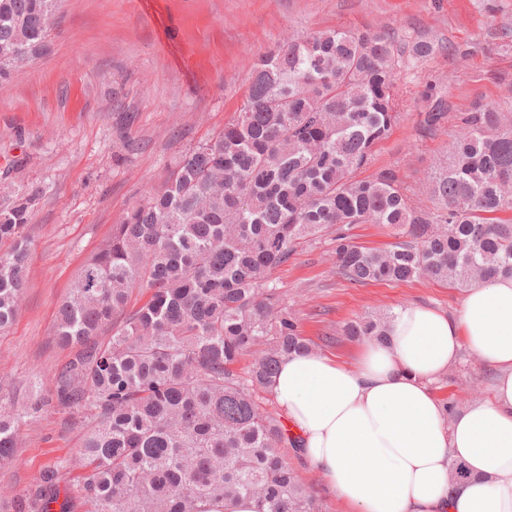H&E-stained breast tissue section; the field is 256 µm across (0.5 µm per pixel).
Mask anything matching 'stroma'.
Here are the masks:
<instances>
[{
  "mask_svg": "<svg viewBox=\"0 0 512 512\" xmlns=\"http://www.w3.org/2000/svg\"><path fill=\"white\" fill-rule=\"evenodd\" d=\"M382 29L442 43L404 64L409 107L377 149L378 166L422 178L456 132L419 130L428 85L455 111L512 110V0H62L44 54L0 80V210L37 188L20 311L0 332V396L15 407L49 394L73 355L56 338L60 305L84 260L133 205L161 191L189 149L216 138L248 87L253 57L291 33ZM283 305L320 351L348 359L340 326L375 310L416 303L456 313L461 290L425 279L350 283L329 237L299 245L274 273ZM495 373L471 353L434 384L440 401L466 406L492 396ZM84 422L60 410L21 430L0 466V512L40 472L76 453Z\"/></svg>",
  "mask_w": 512,
  "mask_h": 512,
  "instance_id": "stroma-1",
  "label": "stroma"
}]
</instances>
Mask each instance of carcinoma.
I'll use <instances>...</instances> for the list:
<instances>
[{
	"mask_svg": "<svg viewBox=\"0 0 512 512\" xmlns=\"http://www.w3.org/2000/svg\"><path fill=\"white\" fill-rule=\"evenodd\" d=\"M59 0H0V79L41 54ZM441 46L383 30L292 34L254 58L238 115L187 152L162 191L132 206L88 258L59 309L58 342L77 348L55 390L23 413L0 404V463L19 429L45 408L82 413L76 455L88 512H224L249 497L256 512H321L288 464L299 448L262 407L282 359L312 348L281 308L272 279L302 240L331 235L336 267L354 284L427 278L468 289L512 277V112H453L429 86L419 126L455 120L422 187L374 165L405 106L400 68ZM32 189L0 211V332L26 281ZM356 224L395 242L363 248ZM136 290L148 298L129 309ZM390 315L342 326L353 340L388 338ZM110 336H104V332ZM255 355L247 373L239 358ZM70 461L59 460L16 499L51 512Z\"/></svg>",
	"mask_w": 512,
	"mask_h": 512,
	"instance_id": "obj_1",
	"label": "carcinoma"
}]
</instances>
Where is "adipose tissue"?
Here are the masks:
<instances>
[{
	"mask_svg": "<svg viewBox=\"0 0 512 512\" xmlns=\"http://www.w3.org/2000/svg\"><path fill=\"white\" fill-rule=\"evenodd\" d=\"M388 336L347 361L283 359L271 392L303 457L348 512H512V278L468 288L453 315L401 306ZM464 349L494 370L492 397L450 413L432 387Z\"/></svg>",
	"mask_w": 512,
	"mask_h": 512,
	"instance_id": "obj_1",
	"label": "adipose tissue"
}]
</instances>
